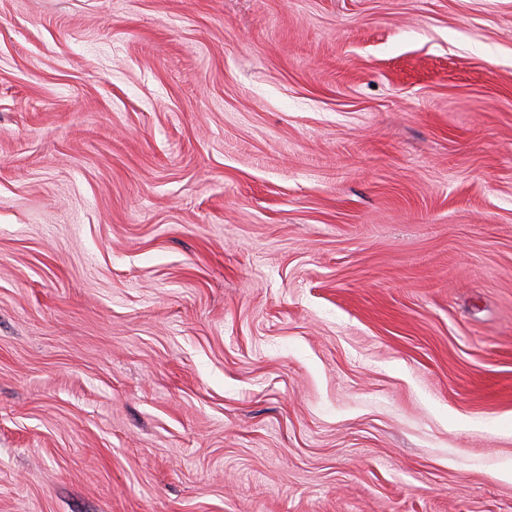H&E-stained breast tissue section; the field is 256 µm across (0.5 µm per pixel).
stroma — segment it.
<instances>
[{"label":"stroma","mask_w":512,"mask_h":512,"mask_svg":"<svg viewBox=\"0 0 512 512\" xmlns=\"http://www.w3.org/2000/svg\"><path fill=\"white\" fill-rule=\"evenodd\" d=\"M512 0H0V512H512Z\"/></svg>","instance_id":"1"}]
</instances>
